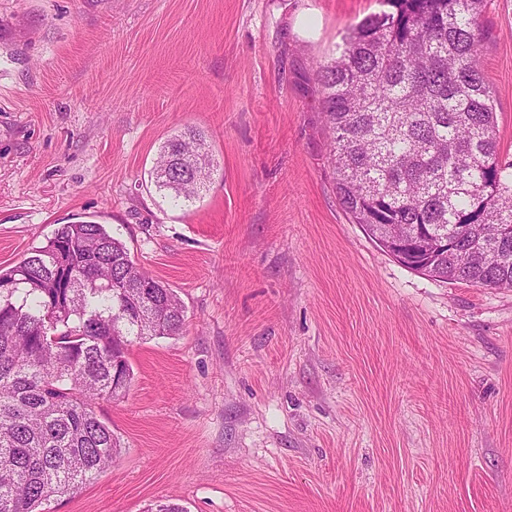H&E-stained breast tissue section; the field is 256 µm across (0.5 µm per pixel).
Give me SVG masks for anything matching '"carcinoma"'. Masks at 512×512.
<instances>
[{"label":"carcinoma","mask_w":512,"mask_h":512,"mask_svg":"<svg viewBox=\"0 0 512 512\" xmlns=\"http://www.w3.org/2000/svg\"><path fill=\"white\" fill-rule=\"evenodd\" d=\"M484 2L382 0L314 75L352 223L382 246L388 224L453 242L423 270L436 280L512 288V160L481 67ZM153 175L195 198L211 176L204 137L168 140ZM184 324L175 291L102 224H64L0 267V512H44L112 464L120 442L96 400L128 391L133 341Z\"/></svg>","instance_id":"carcinoma-1"}]
</instances>
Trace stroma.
<instances>
[{
	"label": "stroma",
	"mask_w": 512,
	"mask_h": 512,
	"mask_svg": "<svg viewBox=\"0 0 512 512\" xmlns=\"http://www.w3.org/2000/svg\"><path fill=\"white\" fill-rule=\"evenodd\" d=\"M380 0H0V266L64 224L184 304L134 341L121 445L49 512H512V288L411 271L351 223L312 64ZM482 69L512 159V0ZM203 132L190 202L163 143ZM208 147L204 137L194 131L168 140L153 166L158 188L170 191L178 199L195 198L211 176Z\"/></svg>",
	"instance_id": "stroma-1"
}]
</instances>
